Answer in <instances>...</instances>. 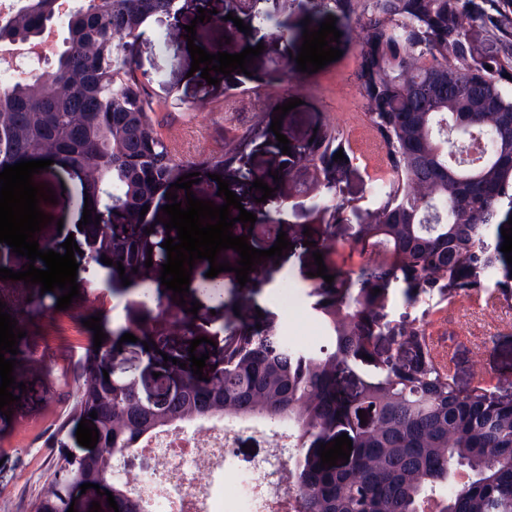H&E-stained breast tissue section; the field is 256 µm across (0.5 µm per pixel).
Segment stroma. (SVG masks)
<instances>
[{
    "instance_id": "obj_1",
    "label": "stroma",
    "mask_w": 512,
    "mask_h": 512,
    "mask_svg": "<svg viewBox=\"0 0 512 512\" xmlns=\"http://www.w3.org/2000/svg\"><path fill=\"white\" fill-rule=\"evenodd\" d=\"M304 14L301 8L279 14L264 26H252L247 34L221 21L197 27V45L213 53L242 52L258 34L264 40L262 53L247 73L233 74L216 86L189 77L192 59L185 33L173 29L168 15L154 16L143 27L135 67L159 103L153 118L162 135L178 133V155L187 172L198 173L201 182L209 180L203 157L219 153L238 129L253 128L241 154L252 176L264 180L290 160L289 154L277 147V134L286 135L292 151H296L314 131L331 126L348 137L359 124L363 105L350 80L357 61V32L346 19L337 18L340 59L312 74L298 71L295 52L302 44ZM282 34L288 38L291 55L280 54L274 48ZM293 98L300 99V106L286 114L280 133H273L270 125L276 106ZM44 181L57 203L48 210L53 224L41 229L39 236L52 242L58 236L56 220L67 221L83 212V190L71 184L60 169L45 173ZM247 208L258 219L279 224L292 243L306 236L320 243L328 235H335V251L323 256L328 274L339 269L358 270L366 261L349 242L347 227L330 224L327 200L298 194L292 181L281 180L273 197L249 202ZM299 260L301 266L297 269L277 268L272 258L256 265V275L269 285L261 302L256 299L255 289L240 286L235 277H226L224 313L220 317L224 331L219 335L208 327L207 310L187 313L168 295L161 302L187 324V331L171 328L169 321L156 318L150 290L159 281L160 271L154 267L135 275V282L144 289L139 297L130 296L116 277L105 301H97L92 289L84 288L65 310L57 307V293H41L39 286L19 280H0V303L24 332L18 344L15 380L27 385L20 400L11 402L10 413L0 412V512H31L60 452L80 449L76 438L80 419L72 405L82 383V368L93 335L85 327V319L101 315L107 345L121 346L122 357L139 366L144 363L143 344L154 332H165L170 353L183 361L189 358L190 338H198L197 351L207 357L203 372L208 375L223 358L225 337L233 335L241 323L275 325L287 331L289 339H309L308 326L298 319L292 301L301 296L313 302L312 291L323 286L324 280L308 276L305 266L312 263L311 254H301ZM424 311L430 314L431 343L437 351L452 357L454 380L460 391H469L479 372L491 391L512 394V308L486 311L457 298L444 301L437 297L411 303L400 287L391 288L387 314L393 323ZM127 333L133 334V341H124Z\"/></svg>"
}]
</instances>
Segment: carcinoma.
I'll return each instance as SVG.
<instances>
[{
    "instance_id": "cac0c4a2",
    "label": "carcinoma",
    "mask_w": 512,
    "mask_h": 512,
    "mask_svg": "<svg viewBox=\"0 0 512 512\" xmlns=\"http://www.w3.org/2000/svg\"><path fill=\"white\" fill-rule=\"evenodd\" d=\"M173 0H81L60 17L55 0H15L0 21V39H34L57 25L58 50L50 77L0 83V167L35 154L61 158L86 176V192L127 224L162 198L185 173L169 139L157 130L154 101L134 66L133 46L143 25ZM355 21L361 45L354 72L372 134L395 176L382 202L354 225L352 244L380 248L387 260L366 264L355 287L338 271L317 289L316 310L330 348L300 352L281 342L278 329L243 324L224 344V364L208 380L173 366L183 381L165 407L145 409L135 391L114 388L92 351L73 411L97 412L101 453L80 462L95 477L118 450L178 424L243 417L288 421L298 431L291 472L300 488V512H512V400L475 387L456 389L427 341L424 317L390 326V288L404 285L406 299L451 296L481 285L487 271L508 267L492 238L499 208H512V0H309L307 17L324 14ZM475 16L484 39L474 46L465 19ZM491 69H486V66ZM485 136L480 162L450 159L448 127ZM249 135L224 144L204 163L222 169L241 161ZM341 149L326 130L295 162L314 170L315 193L333 202L335 223L353 206L341 196ZM134 244L101 235L99 251L136 266ZM380 293H374V289ZM397 337L413 352L403 365H371L357 404L337 388L375 336ZM373 412L372 426L353 436L352 460L320 467V444L350 426L359 408ZM64 488L52 480L33 505L63 509ZM112 495L123 512H143L121 481Z\"/></svg>"
}]
</instances>
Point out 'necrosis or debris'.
Wrapping results in <instances>:
<instances>
[{
  "label": "necrosis or debris",
  "instance_id": "1",
  "mask_svg": "<svg viewBox=\"0 0 512 512\" xmlns=\"http://www.w3.org/2000/svg\"><path fill=\"white\" fill-rule=\"evenodd\" d=\"M242 433L269 448L249 479L230 466ZM292 444L293 431L284 422L229 418L178 426L137 448L128 468L142 477L130 482V494L146 500L148 512H298L297 487L283 463Z\"/></svg>",
  "mask_w": 512,
  "mask_h": 512
}]
</instances>
